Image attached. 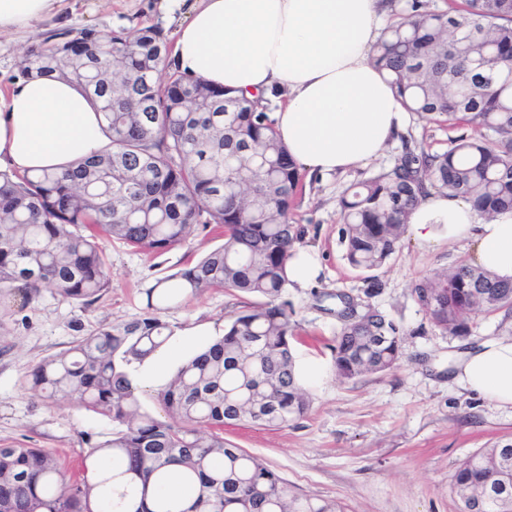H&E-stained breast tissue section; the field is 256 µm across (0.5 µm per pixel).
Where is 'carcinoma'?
Masks as SVG:
<instances>
[{
  "label": "carcinoma",
  "instance_id": "carcinoma-1",
  "mask_svg": "<svg viewBox=\"0 0 512 512\" xmlns=\"http://www.w3.org/2000/svg\"><path fill=\"white\" fill-rule=\"evenodd\" d=\"M438 12L406 0L372 50V60L407 112L464 121L482 130L442 154L406 149L394 166L353 184L340 199L348 263L382 267L409 215L429 189L462 197L482 213L512 209V0H465ZM169 52L150 27L134 34L84 29L54 35L25 52L19 77L74 81L102 115L112 148L62 171L0 172V291L30 301L44 288L92 304L111 273L95 230L159 253L199 224L224 228V245L146 291L140 318L101 327L24 377L46 400L73 398L112 419L108 439L87 457L114 476L71 481L41 448H0V512H349L339 500L293 493L263 462L224 442L217 429L248 423L280 429L303 417L309 396L291 342L295 311L285 298L288 260L301 238L290 223L299 168L276 137L264 98L232 96L202 78L159 72ZM210 287L262 302L240 312L224 336L187 360L160 392L171 420L141 411L127 368L172 337L167 304ZM413 293L433 324L470 334L469 316L512 310V284L469 264L417 282ZM343 327L334 364L346 380L392 369L399 326L337 296ZM171 466L198 495L188 508L151 494ZM461 512H512V443L482 448L454 471Z\"/></svg>",
  "mask_w": 512,
  "mask_h": 512
}]
</instances>
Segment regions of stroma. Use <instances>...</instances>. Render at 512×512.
Returning <instances> with one entry per match:
<instances>
[{
	"label": "stroma",
	"instance_id": "1",
	"mask_svg": "<svg viewBox=\"0 0 512 512\" xmlns=\"http://www.w3.org/2000/svg\"><path fill=\"white\" fill-rule=\"evenodd\" d=\"M189 7L188 0H110L105 7L99 0H79L63 26L40 21L28 36L0 37V85L17 80V61L29 47L58 31L151 26L171 43ZM476 133L464 122L451 129L410 113L403 132L380 157L343 174L303 175L292 222L301 231V247L317 253L323 271L307 287L289 288L287 298L298 323L292 352L310 408L279 430L248 424L223 429L225 441L260 458L292 492L341 500L351 512H460L450 487L458 464L480 448L512 441V409L451 380L461 352L512 338V317L475 316L470 335H445L412 292L419 280L467 262V246L424 250L406 237L383 267L366 271L349 265L341 243L338 202L351 184L390 169L406 148L441 153L450 138ZM223 242L216 224L196 226L185 242L158 254L107 239L111 285L89 306L48 289L27 303L0 292V447L45 449L68 477L81 478L88 448L108 438L111 420L68 399L46 403L22 388V377L93 330L140 317L146 290L158 278L195 264ZM340 294L400 326L401 358L394 368L349 381L337 376L333 348L341 323L334 307ZM253 302L252 296L213 287L182 297L161 316L176 332L202 329L199 342L205 345Z\"/></svg>",
	"mask_w": 512,
	"mask_h": 512
}]
</instances>
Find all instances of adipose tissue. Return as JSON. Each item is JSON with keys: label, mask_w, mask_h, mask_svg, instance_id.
Wrapping results in <instances>:
<instances>
[{"label": "adipose tissue", "mask_w": 512, "mask_h": 512, "mask_svg": "<svg viewBox=\"0 0 512 512\" xmlns=\"http://www.w3.org/2000/svg\"><path fill=\"white\" fill-rule=\"evenodd\" d=\"M68 8L69 0H0V33L27 32ZM384 14L381 0H193L176 32L173 64L217 88L279 94L274 129L299 169L344 172L378 157L403 125L400 99L371 61ZM110 145L92 101L71 82L42 76L0 92V169L63 170ZM407 232L422 248L467 242L471 265L512 281V210L488 220L465 199L433 190ZM185 346L169 341L137 363L136 382L164 384ZM453 379L512 408V338L466 351Z\"/></svg>", "instance_id": "1"}]
</instances>
